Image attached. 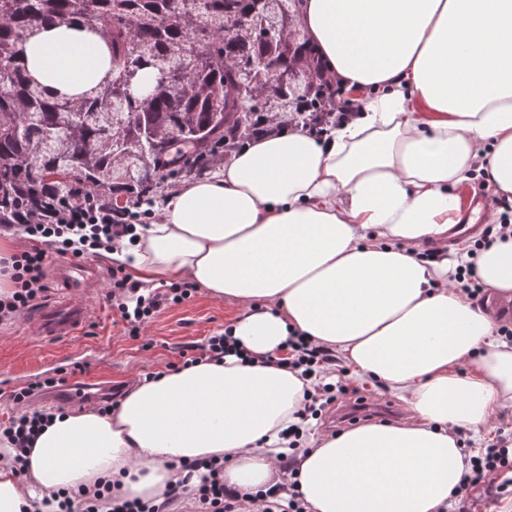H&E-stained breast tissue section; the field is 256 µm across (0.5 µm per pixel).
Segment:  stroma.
<instances>
[{
  "label": "stroma",
  "mask_w": 512,
  "mask_h": 512,
  "mask_svg": "<svg viewBox=\"0 0 512 512\" xmlns=\"http://www.w3.org/2000/svg\"><path fill=\"white\" fill-rule=\"evenodd\" d=\"M105 294L102 287L92 292L95 314L91 322L64 341L28 342L20 315L0 325V422L7 421L13 412L7 391L60 368L86 364L90 378L124 388L146 373L180 365L187 345L203 343L213 332L223 330L237 310L233 301L216 300L200 290L190 300L159 313L139 341L125 336Z\"/></svg>",
  "instance_id": "1"
}]
</instances>
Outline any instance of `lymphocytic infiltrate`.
<instances>
[{"label": "lymphocytic infiltrate", "mask_w": 512, "mask_h": 512, "mask_svg": "<svg viewBox=\"0 0 512 512\" xmlns=\"http://www.w3.org/2000/svg\"><path fill=\"white\" fill-rule=\"evenodd\" d=\"M311 105L310 97L302 96L279 111L258 114L254 121L256 134L293 127L294 114L301 112L309 117L303 125L304 130L320 138L327 126L350 121L362 107L359 100L341 95L328 112L313 111ZM82 196L81 205L75 207L48 203L38 211L25 207L17 211L16 227L32 245L11 257L13 286L10 291L0 292V321L34 307L45 297L53 257L78 259L110 249L116 240L133 236L137 225L146 224L154 217L148 210L113 211L107 201L92 191H83ZM137 288V283L122 268L111 269L110 288L105 298L120 316L127 335L133 339L141 337L146 324L158 313L191 299L196 291L193 282L183 281L147 296H138L135 306H128L126 298L136 294ZM279 362L307 379L323 373L336 376V383L316 385L313 392L307 393L305 409L311 415H319L325 406L351 391L345 379L347 370L333 351L312 344L302 334H291L287 352L280 356ZM43 422V413L24 412L11 417L8 423L0 424V435L6 437L16 450L14 466L17 472H24L25 454ZM183 469L186 478L166 489L159 503L148 506L136 501H121L114 504L110 512H172L175 504L185 501L191 502L192 512H248L251 493L225 489L222 463L193 461L185 463ZM483 486L496 488L503 495L512 494V432L497 429L486 446L473 450L468 470L448 499L447 512H465V502Z\"/></svg>", "instance_id": "1"}]
</instances>
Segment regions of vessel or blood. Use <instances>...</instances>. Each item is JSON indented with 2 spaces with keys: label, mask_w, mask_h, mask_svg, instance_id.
Instances as JSON below:
<instances>
[{
  "label": "vessel or blood",
  "mask_w": 512,
  "mask_h": 512,
  "mask_svg": "<svg viewBox=\"0 0 512 512\" xmlns=\"http://www.w3.org/2000/svg\"><path fill=\"white\" fill-rule=\"evenodd\" d=\"M465 214L472 216L469 224L452 228L456 237H469L480 232L479 222L488 209L486 197L477 191L468 192L463 201ZM108 278L106 269L90 259L63 260L51 270L54 294L25 315V329L30 341L63 339L75 336L90 322L93 308L89 295ZM112 388L98 384H65L53 392L54 400L72 406L99 401L111 396Z\"/></svg>",
  "instance_id": "obj_1"
}]
</instances>
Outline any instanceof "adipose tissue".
<instances>
[{
    "label": "adipose tissue",
    "instance_id": "obj_1",
    "mask_svg": "<svg viewBox=\"0 0 512 512\" xmlns=\"http://www.w3.org/2000/svg\"><path fill=\"white\" fill-rule=\"evenodd\" d=\"M302 26L325 71L364 98L359 115L321 141L252 140L111 254L142 286L188 279L234 301L232 336L266 363L228 354L138 378L111 414L55 412L24 483L0 440V512H46L57 491L102 479L150 502L197 459L225 461L233 490L281 483L283 435L305 403L303 380L274 362L293 331L409 412L299 449L308 512H443L466 469L457 429L482 432L512 405V344L456 288L461 258L446 253L459 187L483 175L512 195V0H304ZM17 61L76 99L109 76L112 49L60 23L33 30ZM431 244L441 260L419 258ZM476 274L512 297V236L482 248Z\"/></svg>",
    "mask_w": 512,
    "mask_h": 512
}]
</instances>
